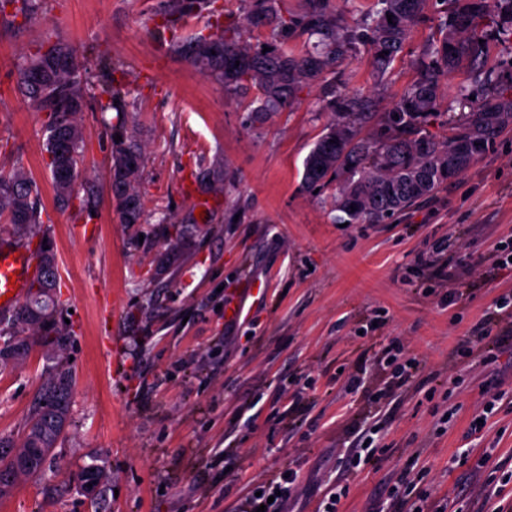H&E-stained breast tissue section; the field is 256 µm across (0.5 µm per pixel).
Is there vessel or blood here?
Listing matches in <instances>:
<instances>
[{
	"label": "vessel or blood",
	"mask_w": 512,
	"mask_h": 512,
	"mask_svg": "<svg viewBox=\"0 0 512 512\" xmlns=\"http://www.w3.org/2000/svg\"><path fill=\"white\" fill-rule=\"evenodd\" d=\"M38 258L10 237L0 238V312H12L24 299Z\"/></svg>",
	"instance_id": "obj_1"
}]
</instances>
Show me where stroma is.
Returning <instances> with one entry per match:
<instances>
[{"label": "stroma", "mask_w": 512, "mask_h": 512, "mask_svg": "<svg viewBox=\"0 0 512 512\" xmlns=\"http://www.w3.org/2000/svg\"><path fill=\"white\" fill-rule=\"evenodd\" d=\"M450 10L449 0H425L384 75L354 42L336 79L375 113L369 136L386 135L382 117L417 79ZM213 12L247 42L269 35L246 26L241 0H212L176 26L162 0H46L38 14L0 20V170L23 167L37 185L43 226L30 244L52 240L67 338L60 348L35 344L0 372V438L22 437L59 363L73 376L71 425L46 474L18 481L0 512H240L260 481L289 469L299 486L281 512H317L338 450L365 427L367 397L344 392L353 364L394 338L431 378L399 391L379 422V465L347 474L338 512H373L402 479L446 512H480L469 488L477 462L512 492V404L489 417L482 438L470 437V423L489 394L512 392V364L471 368L453 350L498 296L512 295V269L493 258L512 246V125L411 209L382 224L350 221L333 206L335 185L312 193L302 182L332 120L319 109L324 86L259 122L171 54L172 40L203 30ZM482 30L481 69L443 79L421 135L445 140L488 85L512 97V9L495 8ZM48 35L89 72L78 184L97 193L90 210L57 204L48 115L17 88L22 55ZM111 76L136 102L146 155L139 224L120 222L108 189L115 115L101 113L99 99ZM218 165L225 181H203ZM443 247L447 288L428 266ZM451 287L462 296L448 307L440 299ZM249 408L253 427H238ZM90 465L103 478L88 492L79 474Z\"/></svg>", "instance_id": "stroma-1"}]
</instances>
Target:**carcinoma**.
<instances>
[{"mask_svg":"<svg viewBox=\"0 0 512 512\" xmlns=\"http://www.w3.org/2000/svg\"><path fill=\"white\" fill-rule=\"evenodd\" d=\"M512 0H450L452 23L432 37L424 50L429 62L418 79L397 102L386 121L393 135L375 139L362 135L365 113L336 82L329 83L323 108L334 116L328 131L315 142L304 162L303 184L311 190L337 183L336 207L353 221L381 224L442 183L462 174L484 155L498 130L512 123V98L490 92L443 142L427 137L411 139L407 133L436 110L442 78L463 64L480 67L485 39L476 32L478 22L491 14V5ZM245 19L253 27L267 26L270 39L255 45L240 41L216 20L207 25L209 33L194 34L171 43V51L209 73L224 87V94L237 99L251 98V112L262 119L290 109L303 88L325 73L350 60V38L336 29L332 0H304L302 11L286 18L277 0H243ZM381 8L368 16L363 35L376 71L384 72L403 47L409 27L420 14L425 0H377ZM45 0H0V17L10 13L33 14ZM207 7L206 0H168L166 15L178 21ZM392 19H387V16ZM318 34L324 51L294 53L284 44L290 35ZM268 51H263V47ZM69 48L49 37L43 38L19 66L21 92L29 107L50 115L46 126L47 166L50 168L57 202L68 207L80 175L84 135L76 116L84 109L87 67L78 62L71 68L59 65ZM36 73V84L26 80ZM107 101L100 111L117 113L111 134L122 141L112 143L109 185L116 212L123 224H139L144 213L135 183L145 166L134 126L130 125L126 93L114 84L102 89ZM36 186L23 169L0 173V221L10 225L17 237L24 229L40 223ZM40 271L31 282L23 302L7 324H21L33 335L56 331L58 275L48 267L57 266L54 248L41 249ZM29 339H18L0 348V371L27 355ZM71 374L60 366L43 388L28 428L20 443L0 440V497L21 478L42 475L46 464L71 424Z\"/></svg>","mask_w":512,"mask_h":512,"instance_id":"carcinoma-1","label":"carcinoma"}]
</instances>
